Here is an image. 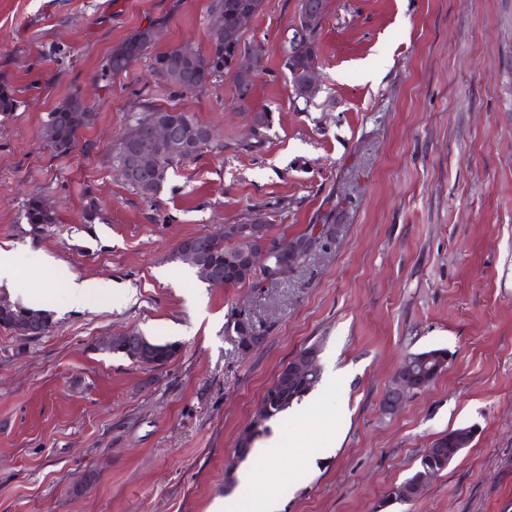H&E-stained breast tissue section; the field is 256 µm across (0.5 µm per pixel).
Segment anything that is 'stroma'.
Returning a JSON list of instances; mask_svg holds the SVG:
<instances>
[{
	"label": "stroma",
	"instance_id": "stroma-1",
	"mask_svg": "<svg viewBox=\"0 0 512 512\" xmlns=\"http://www.w3.org/2000/svg\"><path fill=\"white\" fill-rule=\"evenodd\" d=\"M210 2L0 0V78L19 101L0 113V249L27 287L11 299L54 322L36 339L0 329V512H256L260 488L280 512H512V0H328L308 104L283 68L299 0H263L244 28L266 63L252 107L227 77L176 92L147 56L98 81L151 24L154 51L206 49ZM75 91L98 120L57 157L40 130ZM148 105L190 113L215 142L154 203L110 160ZM261 107L272 123L257 138ZM35 195L58 217L37 235L23 220ZM257 209L275 234L327 215L336 233L274 283L211 285L175 258L181 240ZM70 274L111 281V296L70 305ZM239 319L258 345L241 346ZM131 331L178 352L150 369L98 349ZM313 344L320 383L247 456L253 486L226 490L240 432ZM435 348L447 370L383 414L405 355ZM464 427L470 445L420 497L385 503L425 448Z\"/></svg>",
	"mask_w": 512,
	"mask_h": 512
}]
</instances>
